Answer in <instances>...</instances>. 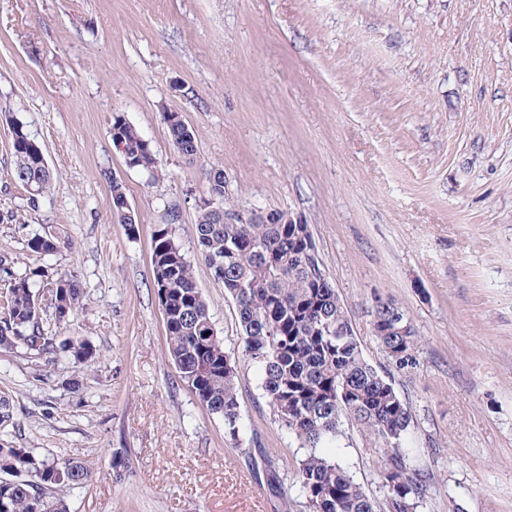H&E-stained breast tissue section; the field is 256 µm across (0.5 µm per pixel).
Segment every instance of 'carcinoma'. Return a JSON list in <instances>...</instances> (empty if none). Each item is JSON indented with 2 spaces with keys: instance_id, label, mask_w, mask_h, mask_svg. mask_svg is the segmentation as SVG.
I'll list each match as a JSON object with an SVG mask.
<instances>
[{
  "instance_id": "obj_1",
  "label": "carcinoma",
  "mask_w": 512,
  "mask_h": 512,
  "mask_svg": "<svg viewBox=\"0 0 512 512\" xmlns=\"http://www.w3.org/2000/svg\"><path fill=\"white\" fill-rule=\"evenodd\" d=\"M173 147L194 156L197 139L179 112L163 113ZM113 145L123 160L156 179L163 175L147 140L121 115L112 117ZM17 179L38 202L51 187L44 153L23 125H13ZM208 198L199 207L195 235L199 254L236 308L243 356L261 375V388L279 425L311 449L298 463L297 483L308 512H378L377 502L339 462L314 448L351 425L383 452L380 482L385 512H419L425 475L404 447L413 424L410 407L392 379L364 357L335 288L321 272L318 255L307 252L312 233L307 224L224 223V180H208ZM32 253L49 255L58 242L30 238ZM154 283L172 288L165 303L167 352L182 382L209 413L224 420V431L240 441L241 414L233 352L224 348L207 302L196 285L191 260L167 229L152 238ZM0 278L9 280V318L0 321V350L22 347L49 357L65 354L85 365L95 352L87 339L57 342L44 321L48 313L65 321L79 305L83 283L74 275L55 280L50 304L41 307L30 276L18 275L13 261L0 257ZM408 320L392 300H379L372 329L388 357L404 370L417 366L418 339L413 328H395ZM90 470L77 461H49L26 448L0 447V512H69L55 491L86 487Z\"/></svg>"
}]
</instances>
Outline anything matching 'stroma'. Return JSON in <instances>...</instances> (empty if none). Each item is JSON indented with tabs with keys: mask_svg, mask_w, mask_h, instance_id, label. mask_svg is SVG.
<instances>
[{
	"mask_svg": "<svg viewBox=\"0 0 512 512\" xmlns=\"http://www.w3.org/2000/svg\"><path fill=\"white\" fill-rule=\"evenodd\" d=\"M197 136L188 159L163 109ZM123 115L164 175L128 168L109 136ZM42 147L52 186L17 180L12 125ZM224 205L309 224L365 359L388 373L427 473L422 512H512V0H0V255L43 282L74 274L77 312L57 340L86 338L78 369L0 351V440L83 462L70 512H307L296 481L268 488L265 459L295 473L305 451L240 362L234 442L166 354L151 273L168 229L194 265L218 336L238 346L236 309L197 256L206 171ZM122 183L140 220L112 212ZM41 235L50 255L29 251ZM417 337L397 369L372 332L376 296ZM319 454L375 499L380 455L348 428ZM111 185H110V188H111V193H112V211H114L116 209V212H117V220H118V223L119 224H123L125 226V229L127 230V234L130 235V236H136V231L138 232V224H140V220L138 219L137 215L134 214L133 215V222L132 223V219L130 217H132L131 214L129 213H123L121 214V210L119 209V206H120V203L124 200V198H126L125 196V193H124V190H123V185L121 182H119L118 180H112V182H110ZM114 205V207H113ZM130 217H128V216ZM131 219V220H130Z\"/></svg>",
	"mask_w": 512,
	"mask_h": 512,
	"instance_id": "obj_1",
	"label": "stroma"
}]
</instances>
